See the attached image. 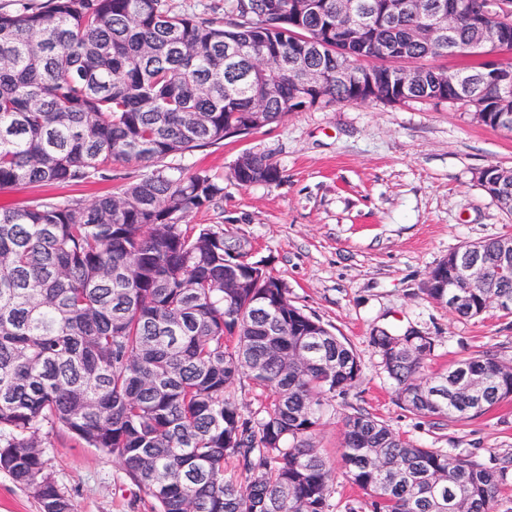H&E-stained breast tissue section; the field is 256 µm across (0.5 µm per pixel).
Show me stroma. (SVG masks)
Returning a JSON list of instances; mask_svg holds the SVG:
<instances>
[{"label": "stroma", "instance_id": "stroma-1", "mask_svg": "<svg viewBox=\"0 0 512 512\" xmlns=\"http://www.w3.org/2000/svg\"><path fill=\"white\" fill-rule=\"evenodd\" d=\"M248 152L273 156L280 180L238 185L231 168ZM167 164L223 181V199L192 223L221 224L247 240L254 260L286 283L298 306L353 345L363 376L333 401L316 446L337 458L343 416L364 409L424 447L504 470L506 492L495 510L512 512V401L462 422L413 415L398 403L370 340L378 328L414 326L438 339L430 370L482 350L512 363V315L492 307L460 319L422 292L428 272L449 253L512 237V215L477 182L489 165L512 167V131L481 125L445 102L336 103ZM142 172L116 161L95 182L0 189V208L22 209L46 196L89 202ZM45 445L49 471L74 512H151L112 455L83 447L60 426Z\"/></svg>", "mask_w": 512, "mask_h": 512}]
</instances>
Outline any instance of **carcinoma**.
<instances>
[{"label":"carcinoma","instance_id":"obj_1","mask_svg":"<svg viewBox=\"0 0 512 512\" xmlns=\"http://www.w3.org/2000/svg\"><path fill=\"white\" fill-rule=\"evenodd\" d=\"M337 0H228L224 25L172 12L166 0H17L0 12V188L102 176L114 161L147 172L88 203L43 198L0 211V471L41 512H73L45 458L44 426L111 454L151 512H330L335 472L357 489L344 512H495L503 482L469 458L424 448L357 408L343 418L340 459L312 438L331 402L356 387L353 347L288 298L284 282L247 257L222 224L188 219L224 197L203 172L164 159L247 136L322 103L448 101L497 128L499 92L453 70L426 15L374 13L357 47L336 48L351 19ZM460 11L453 43L471 50ZM416 64L417 80L375 96L336 80L354 67L380 74ZM324 76L320 91L304 75ZM241 186L280 180L269 155L246 154ZM512 203V168L478 179ZM503 238L466 244L486 256L483 287L453 310L512 314V270L492 258ZM500 302L493 305L489 299ZM371 341L400 404L464 421L512 399V364L483 352L431 372L437 337L376 329ZM265 393L249 415L228 396Z\"/></svg>","mask_w":512,"mask_h":512}]
</instances>
